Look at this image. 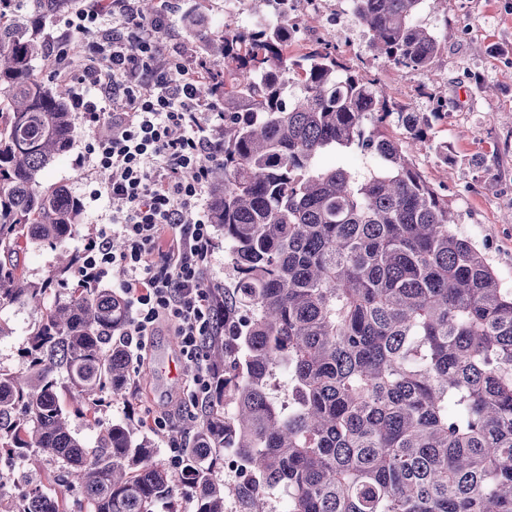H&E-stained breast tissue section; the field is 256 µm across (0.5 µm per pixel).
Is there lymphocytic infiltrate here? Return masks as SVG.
Listing matches in <instances>:
<instances>
[{
  "label": "lymphocytic infiltrate",
  "instance_id": "1",
  "mask_svg": "<svg viewBox=\"0 0 512 512\" xmlns=\"http://www.w3.org/2000/svg\"><path fill=\"white\" fill-rule=\"evenodd\" d=\"M170 7L162 0L148 19L139 0H83L58 16L69 40L50 50L70 63L71 109L90 132L86 159L107 172L103 190L119 203L80 251L75 275L85 287L111 278L124 297L129 355L142 358L158 328H172L186 368L183 392L196 408L218 374L206 348L224 338L223 299L208 284L216 243L210 172L200 159L222 164L224 143L214 104L198 93L206 62L186 63L155 36ZM116 239L122 250H113Z\"/></svg>",
  "mask_w": 512,
  "mask_h": 512
}]
</instances>
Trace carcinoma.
I'll return each mask as SVG.
<instances>
[{
    "mask_svg": "<svg viewBox=\"0 0 512 512\" xmlns=\"http://www.w3.org/2000/svg\"><path fill=\"white\" fill-rule=\"evenodd\" d=\"M439 0H349L376 58L435 80L439 35L419 15ZM224 58L199 92L224 96V164L211 167L210 214L224 231V366L187 450L169 472L121 421L92 448L71 431L68 407L90 412L125 396L130 358L119 342L124 299L71 289L41 309L70 254L43 284L18 256L57 245L83 223L79 197L44 187L75 128L65 82L34 78L41 41L0 6V304L40 311L23 375L0 370V454L35 448L68 469L91 512H512V288L450 216L448 197L404 149H432L438 112H402L387 88L314 49L299 62L288 14L245 33H200ZM397 125L405 137L389 133ZM357 150L362 174L320 160ZM288 374V405L270 380ZM68 380L59 386L60 375ZM231 448L246 480L216 476ZM0 512H66L29 479Z\"/></svg>",
    "mask_w": 512,
    "mask_h": 512,
    "instance_id": "cac0c4a2",
    "label": "carcinoma"
}]
</instances>
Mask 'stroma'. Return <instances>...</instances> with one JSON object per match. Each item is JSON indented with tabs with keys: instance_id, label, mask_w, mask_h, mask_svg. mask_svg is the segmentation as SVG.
<instances>
[{
	"instance_id": "stroma-1",
	"label": "stroma",
	"mask_w": 512,
	"mask_h": 512,
	"mask_svg": "<svg viewBox=\"0 0 512 512\" xmlns=\"http://www.w3.org/2000/svg\"><path fill=\"white\" fill-rule=\"evenodd\" d=\"M225 0H172L171 22L160 35L163 43L177 47L185 61L209 58L223 69L222 57L212 55L195 29L210 33L239 28L252 13L251 0H239L238 12H229ZM301 44L315 41L337 43V57L362 69L368 78L389 86L395 102L408 112H427L437 96L446 97L448 115L434 121L431 138L435 146L448 148L447 160L434 150L416 154L425 178L448 197L460 231L486 254L506 286L512 287V0H441L425 20L440 34L443 48L433 69L436 81L409 68L391 69L374 59L367 37L352 15L348 0H320L317 12L301 8L292 12ZM87 133L76 129L73 144L50 166L45 183L64 185L83 203L84 222L63 246L30 244L23 263L30 281L45 280L58 264L62 251L79 252L97 225L107 223L112 213L108 198H91L101 184L91 165L76 161ZM37 319L32 308L0 306V323L8 329L0 336V368L19 372L25 363L21 350ZM177 340L169 329L152 337L143 361L130 364V385L124 397L105 399L96 410L95 423L72 418L73 433L93 444L98 429L115 421L131 422L148 437L160 461H167L170 438L188 437L189 427L202 421L200 410H182L172 404L177 392L169 377L170 363L178 362ZM171 412L172 431L157 430L154 420ZM41 467L52 479L48 492L63 498L67 512H88L86 498L59 482L62 464L38 455L0 456V486L12 496L25 493L22 471Z\"/></svg>"
}]
</instances>
